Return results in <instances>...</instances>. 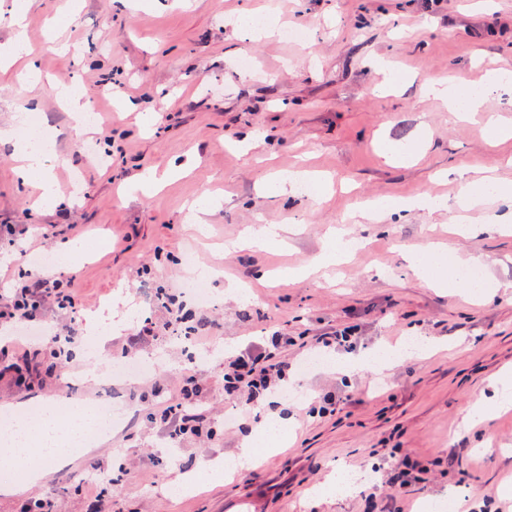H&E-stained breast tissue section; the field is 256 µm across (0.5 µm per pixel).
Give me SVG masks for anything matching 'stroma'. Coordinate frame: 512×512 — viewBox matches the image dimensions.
<instances>
[{
  "label": "stroma",
  "instance_id": "1",
  "mask_svg": "<svg viewBox=\"0 0 512 512\" xmlns=\"http://www.w3.org/2000/svg\"><path fill=\"white\" fill-rule=\"evenodd\" d=\"M33 0L28 35L41 85L0 82V292L15 287L26 265L24 249L57 252L70 240L85 243L78 263L59 258L51 275L73 280L76 312L46 311L29 333L38 372L25 389L0 379V419L36 415L47 403L88 402L95 395L123 404L127 416L111 435L70 464L12 495L0 512H21L47 496L55 512H92L73 477L101 480L126 468L101 512H419L453 499L454 512H512V409L471 427L462 420L492 378L512 369V297L490 292L477 299L453 289L423 287L408 256L441 243L464 258L482 254L485 278L512 284V235L491 231L512 224V200L491 199L458 208L456 174L486 171L512 186V139L490 145L486 118L512 122V82L492 93L483 112L451 118L427 83L472 85L490 70L512 72V0ZM268 15L259 38L244 19ZM284 27L305 28L307 42L282 39ZM75 85L98 110L88 138L101 153L89 163L81 134L56 90ZM171 99L159 110L163 99ZM37 104L48 129H60L47 162L62 192L60 205L34 207L35 189L15 174V145L3 132L19 120V106ZM420 151L412 163L386 160L395 148ZM331 179L315 192L294 187L276 194L268 178L296 162ZM163 176L150 196L122 193L143 170ZM221 204L202 235L187 230V206L203 194ZM430 208L356 221L361 200L394 203L415 197ZM476 226L461 238L448 226L458 216ZM289 227L286 243L260 250L225 251L247 225ZM364 238L332 285L312 280L264 281L323 249L328 226ZM197 265L218 266L209 306H193L191 324L208 336L211 353L191 360L188 334H173L157 289L179 293ZM127 299L129 325L96 342L94 357L64 365L41 339L54 323L74 321L90 340L89 318ZM294 336L285 351L300 398L250 408L224 395L226 351L262 344L269 326ZM354 325L356 352L409 336H425L434 350L400 360L384 375L363 370L344 377L313 357L314 339ZM150 368L127 382L89 380L92 366L108 369L125 354ZM195 375L199 409L213 436L171 438L146 415L168 399L182 377ZM339 409L320 416L323 396ZM291 416L287 445L253 468L208 477L187 493L169 489L208 462L239 453L249 431L275 414ZM421 469L404 488L383 476L401 459ZM339 467L369 480L348 498L315 495Z\"/></svg>",
  "mask_w": 512,
  "mask_h": 512
}]
</instances>
